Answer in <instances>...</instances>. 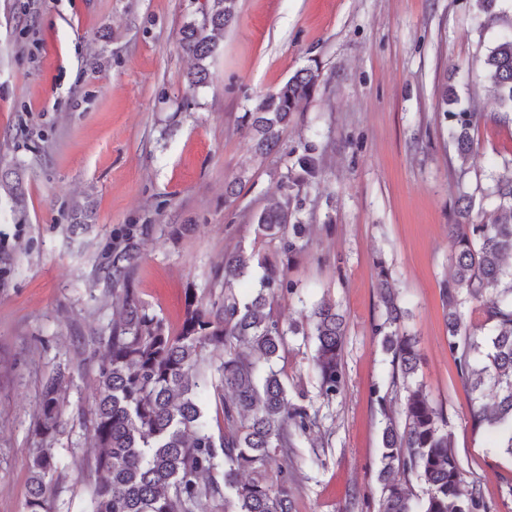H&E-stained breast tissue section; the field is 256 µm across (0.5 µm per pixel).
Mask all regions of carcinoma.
<instances>
[{
  "instance_id": "1",
  "label": "carcinoma",
  "mask_w": 512,
  "mask_h": 512,
  "mask_svg": "<svg viewBox=\"0 0 512 512\" xmlns=\"http://www.w3.org/2000/svg\"><path fill=\"white\" fill-rule=\"evenodd\" d=\"M237 14L238 0H206L202 21L180 31L181 48L194 60L191 86L209 82L215 34ZM482 68L498 100L512 109V34L488 51ZM319 78V67H303L244 113L255 154L266 155L278 146L293 115L315 94ZM439 108L458 156L468 157L483 116L459 107L445 81L439 87ZM314 150L307 142L290 148L281 198L255 216L256 234L273 246L277 259L248 255L242 247L224 254L208 293L188 289L177 330L150 313L137 295L139 252L127 244L108 255L103 273L112 284L117 319L108 335L98 339L102 362L87 426L94 472L101 474L92 492V512H196L204 501L218 512H296L291 479L295 448L298 438L319 424V415L305 392H297L299 402L289 400L288 383L277 367L288 337L315 340L313 364L322 398L332 399L343 383L345 322L336 303L322 299L312 305L309 331L301 323H284L274 311L276 300L295 289L288 279L289 262L310 243L309 225L300 214L318 176ZM0 190L13 212H25V180L19 169L0 167ZM448 233L451 274L441 286L448 309V349L470 400L472 425L498 432L512 458L509 164L483 189L480 203L474 194L459 191ZM255 265L263 273L253 280L251 293L242 295L236 287ZM376 268L384 313L374 333L391 355L390 385L404 392V426L388 416L382 430L378 512H480L486 508L482 490L462 478L448 415L415 381L419 353L415 338L402 327L404 309L391 272L381 260ZM488 324L492 334L487 338L472 331ZM70 381L63 367L42 385L36 424L42 446L31 463L25 512H50L60 468L55 442ZM486 388L495 392L491 407L481 400ZM210 390L222 417L216 432L204 414L203 396ZM411 476L424 485L421 499L407 489Z\"/></svg>"
}]
</instances>
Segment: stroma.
<instances>
[{
    "label": "stroma",
    "instance_id": "1",
    "mask_svg": "<svg viewBox=\"0 0 512 512\" xmlns=\"http://www.w3.org/2000/svg\"><path fill=\"white\" fill-rule=\"evenodd\" d=\"M204 2L0 0V165H20L27 190L24 214L0 204V251L13 257L0 263V512H24L43 382L78 363L54 507L90 512L97 476L84 421L96 395L91 340L113 318L107 253L137 242L139 297L178 328L187 290L208 288L225 252H268L250 216L279 196L301 141L316 146L324 173L302 212L312 245L288 266L297 290L276 311L288 322L327 298L347 333L332 401L318 396L314 343L290 337L278 362L321 420L296 450L297 512H345L353 499L354 512H378L381 428L400 415L373 333L379 258L408 310L417 379L448 411L465 480L480 484L488 512H512V459L471 425L440 297L459 187L478 193L512 160V119L497 120L502 107L478 67L502 25L474 0H239L235 23L216 35L209 84L192 89L179 31L200 21ZM313 59L317 93L279 150L256 156L243 114ZM443 82L489 116L465 161L437 119ZM233 180L240 193L225 197ZM85 202L92 221L73 228L72 207ZM172 224L188 230L170 235Z\"/></svg>",
    "mask_w": 512,
    "mask_h": 512
}]
</instances>
